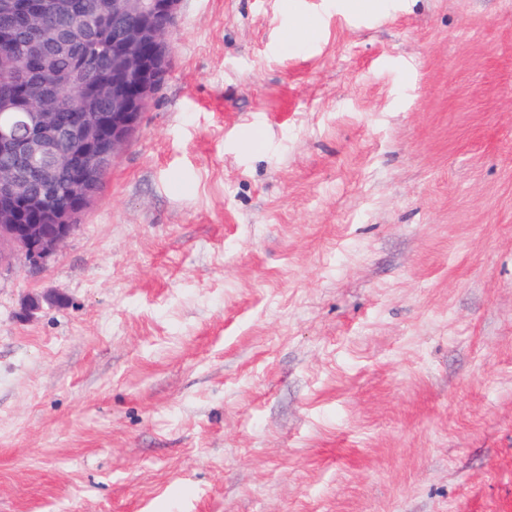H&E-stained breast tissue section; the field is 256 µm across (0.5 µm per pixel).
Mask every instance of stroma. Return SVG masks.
<instances>
[{
    "mask_svg": "<svg viewBox=\"0 0 512 512\" xmlns=\"http://www.w3.org/2000/svg\"><path fill=\"white\" fill-rule=\"evenodd\" d=\"M168 41L56 260L0 270V512H512V0H181ZM66 296L57 291H43L31 295L23 304L22 317L29 319L43 310L44 304L58 306L60 302L65 303Z\"/></svg>",
    "mask_w": 512,
    "mask_h": 512,
    "instance_id": "obj_1",
    "label": "stroma"
}]
</instances>
